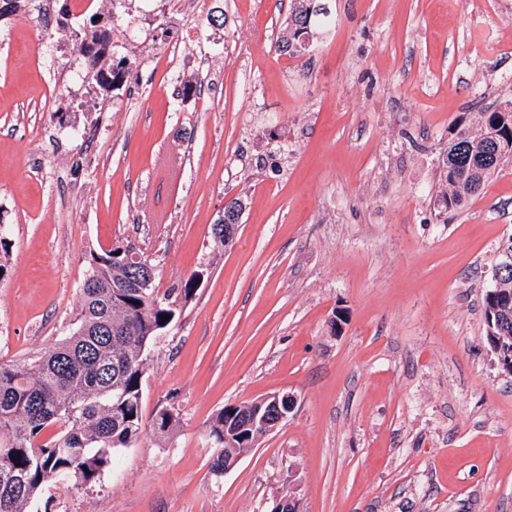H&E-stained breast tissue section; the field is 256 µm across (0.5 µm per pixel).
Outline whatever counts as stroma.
I'll return each instance as SVG.
<instances>
[{
    "mask_svg": "<svg viewBox=\"0 0 512 512\" xmlns=\"http://www.w3.org/2000/svg\"><path fill=\"white\" fill-rule=\"evenodd\" d=\"M316 2L289 51V0L104 9L128 61L105 112H72L94 81L59 91L71 58L31 59L80 19L0 20V363L69 334L112 246L162 290L204 274L147 352L140 436L51 512H512V376L483 316L512 161L440 201L456 126L512 104V0ZM285 392L288 417L214 476L216 414ZM229 207H224V216L226 217V214H235L236 211L241 210L242 211V204L238 201H232L230 204H228ZM230 207L234 208L233 210L230 209ZM224 216L217 222L218 225L214 227V231L216 233L224 234V239L218 241L221 245L227 246L229 245L235 238L236 233L238 231L239 224H237L240 220V216L238 217L237 221L233 222L231 224L230 221L224 220Z\"/></svg>",
    "mask_w": 512,
    "mask_h": 512,
    "instance_id": "1",
    "label": "stroma"
}]
</instances>
